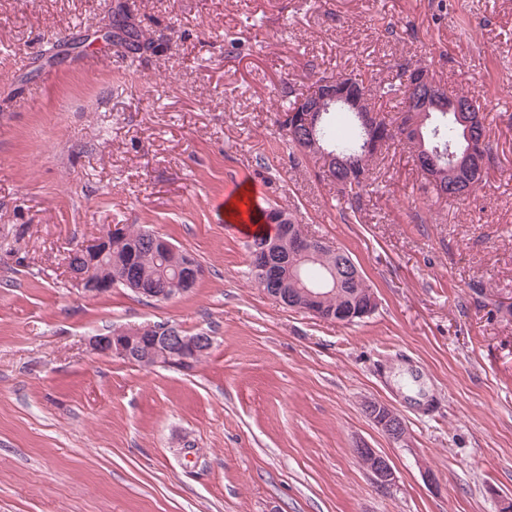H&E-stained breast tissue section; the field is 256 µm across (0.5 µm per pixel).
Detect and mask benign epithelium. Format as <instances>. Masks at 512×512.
<instances>
[{
  "instance_id": "obj_1",
  "label": "benign epithelium",
  "mask_w": 512,
  "mask_h": 512,
  "mask_svg": "<svg viewBox=\"0 0 512 512\" xmlns=\"http://www.w3.org/2000/svg\"><path fill=\"white\" fill-rule=\"evenodd\" d=\"M134 25L135 21L130 17L119 28L110 26L105 28L102 36L112 40V46L116 51L125 53L131 48L128 31ZM406 80L409 100L403 111L461 113L466 116V120L462 122L466 130L469 131L471 127L477 126L480 121L479 109L456 100H448L429 70L412 66L406 74ZM338 104L357 113L366 132L364 149L366 153L379 152L388 135H396L406 142L423 144L421 127L416 120L407 121L400 129L395 124L389 126L381 123L380 112L370 104L368 95L355 78L343 75L317 78L308 90L298 97L293 108L282 114V122L296 151L314 159L320 173L329 180L336 176V171L341 169H346L350 174L360 178L364 177V171L361 169L362 156L328 152L319 146L317 127L323 115ZM426 157H428V163L420 166L421 175L427 184L439 187L443 168L431 159V154H426ZM490 162L491 154L488 148L482 146L476 150L471 147L457 157L454 167L470 168L479 176L488 169ZM268 223L277 227L278 236L274 242H288L290 250L299 259L298 264L285 272L269 261L267 252L259 250L251 255V261L260 266L262 271L259 286L270 298L285 307L308 312L317 318L342 325L364 319L375 312L378 305L376 296L373 291L364 290L349 296L350 309L341 311L335 316L326 314L324 302L332 292L324 285L317 287L306 284L301 276L300 267L304 262L318 260L324 253L334 250V247L321 239L295 234L292 225L288 224V216L285 213L272 215ZM126 234L127 225L110 224L100 234L76 245L74 253L81 258L84 267L70 270L74 287L88 295L103 294L112 288L110 281L92 278L90 269L112 255V240L123 238ZM142 241L154 252L175 249L167 239L149 231L143 232ZM202 273V268L193 262L187 265V270L179 278L181 287L139 288L137 293L152 300L166 301L194 287ZM331 274L335 288L340 287L345 280L352 279L358 282L361 279L356 264L351 260L341 263L331 270ZM211 346L212 337L203 333L188 335L172 324L163 326L154 324L131 330H115L110 334L96 335L89 339V347L96 354L119 357L128 362L138 360L148 368L159 366L182 372L193 371L208 354ZM144 347L150 351V356L146 358L143 357L142 348ZM364 412L390 440L397 444L406 441L407 429L404 421L387 404L367 401L364 403ZM354 453L361 465L364 464V460H369L371 464L369 472L379 487L387 488L393 484L394 470L386 457L365 444L358 445Z\"/></svg>"
}]
</instances>
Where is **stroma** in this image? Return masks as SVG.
Returning <instances> with one entry per match:
<instances>
[{
	"label": "stroma",
	"instance_id": "stroma-1",
	"mask_svg": "<svg viewBox=\"0 0 512 512\" xmlns=\"http://www.w3.org/2000/svg\"><path fill=\"white\" fill-rule=\"evenodd\" d=\"M164 48L97 30L117 8ZM412 61L479 99L494 166L464 202L424 196L407 148L358 214L280 127L322 73ZM249 188L348 252L378 306L340 325L258 287L224 205ZM108 224L194 256L166 302L67 272ZM171 323L194 372L92 353ZM389 404L390 441L365 415ZM395 473L377 487L353 450ZM512 499V0H0V512H498ZM186 267L188 270L183 272L179 278V282L182 288H173L172 286L169 288H136L137 293L152 300L166 301L170 300L179 293L188 291L190 288L194 287L195 282L198 281L199 277L203 273V270L198 266L196 261H192V263L186 265ZM364 412L370 421L394 443H404L407 429L400 415L387 404L379 401H366ZM357 447L354 448L357 461L365 468L364 459L369 460L372 467L367 470L372 474L376 484L381 488L391 486L395 480V475L390 461L370 446L360 444Z\"/></svg>",
	"mask_w": 512,
	"mask_h": 512
}]
</instances>
